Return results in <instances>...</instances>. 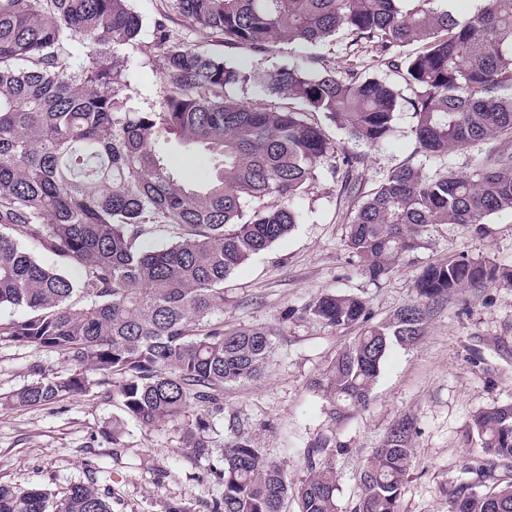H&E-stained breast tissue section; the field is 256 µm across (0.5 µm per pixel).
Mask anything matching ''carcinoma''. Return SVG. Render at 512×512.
<instances>
[{
	"mask_svg": "<svg viewBox=\"0 0 512 512\" xmlns=\"http://www.w3.org/2000/svg\"><path fill=\"white\" fill-rule=\"evenodd\" d=\"M200 34L227 48L269 53L279 43L319 45L340 31L375 48L410 91L417 153L360 199L346 246L372 280L423 247L434 224H480L512 212V0H483L469 17L437 0H170ZM144 20L130 0H0V305L24 317L0 336L61 355L65 374L13 395L47 405L93 386H112L122 413L149 427L179 420L192 402L219 406L224 385L259 378L272 340L260 328L224 325V281L299 222L293 200L334 160L350 174L362 163L341 152L312 115L369 147L391 135L401 99L379 77L288 63L247 71L193 45L171 44L154 23L149 65L158 105H128L130 75L120 51L142 44ZM422 50L400 54L413 43ZM83 54L75 55V44ZM253 81L281 106H245L228 88ZM509 90L505 96L502 91ZM176 140L207 153L209 173L182 179L158 150ZM483 144L467 174L449 152ZM439 163L431 173L426 162ZM277 196L272 207L264 200ZM168 239L160 249L146 242ZM28 241L84 269L75 283L22 247ZM512 279V269L465 256L424 267L416 300L379 323L362 298L326 293L307 319L360 331L336 356L324 392L337 421L365 408L386 351L415 344L428 309L460 288ZM477 455L451 493L450 512H512V403L475 415ZM209 426L186 429L196 458L212 455ZM415 423L402 419L360 474L355 512H397L411 468ZM223 491L211 512H337V477L323 449L307 451L298 486L241 433L224 441ZM0 512H112L93 482L57 497L40 487L0 485Z\"/></svg>",
	"mask_w": 512,
	"mask_h": 512,
	"instance_id": "obj_1",
	"label": "carcinoma"
}]
</instances>
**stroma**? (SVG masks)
I'll use <instances>...</instances> for the list:
<instances>
[{"mask_svg": "<svg viewBox=\"0 0 512 512\" xmlns=\"http://www.w3.org/2000/svg\"><path fill=\"white\" fill-rule=\"evenodd\" d=\"M143 17V48L124 53L131 75L132 106L158 99L159 85L147 64L155 21L165 20L174 43L190 41L245 68H268L312 57L330 67L390 78L374 48H353L345 34L316 47L278 45L270 54L223 48L194 34L170 9L169 0H132ZM408 104H401L394 131L378 148L347 140L327 126L331 139L362 155L355 177L371 189L392 171L418 162ZM342 171L324 164L316 181L294 200L300 220L266 251L253 256L224 283V322L261 327L273 342L267 368L257 380L225 386L220 410L190 405L178 422L145 427L126 421L118 444L100 434L120 411L104 388L45 406H20L9 398L36 381V369L65 373L61 356L0 337V485L43 487L60 495L88 480L110 492L112 512H210L222 487L220 454L197 459L185 447V429L207 416L216 444L241 432L258 440L290 482L306 477L305 454L321 448L338 476V512H352L361 489L359 473L389 428L400 418L416 421L412 466L398 500L399 512H448L447 491L475 453L466 435L473 414L512 403V282L464 288L431 306L424 336L390 348L368 407L341 423L317 383L355 329H336L304 318L305 304L326 293L362 297L373 321L388 319L416 298L414 283L428 264L459 255L512 267V213L480 224H436L424 248L401 257L390 272L371 280L347 249V225L357 206L343 190Z\"/></svg>", "mask_w": 512, "mask_h": 512, "instance_id": "35a3bbf8", "label": "stroma"}]
</instances>
